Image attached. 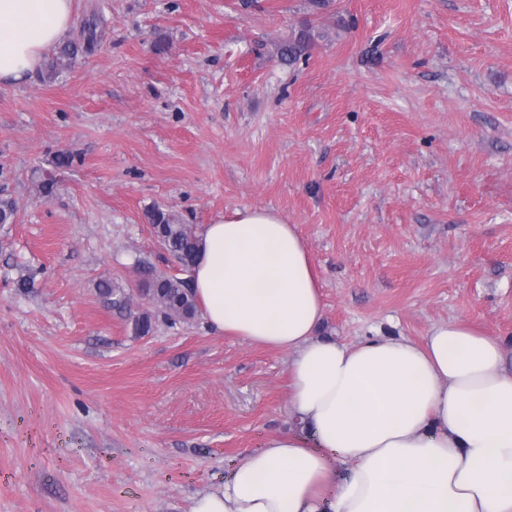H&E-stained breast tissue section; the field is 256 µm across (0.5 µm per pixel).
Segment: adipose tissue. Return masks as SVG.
<instances>
[{"mask_svg":"<svg viewBox=\"0 0 512 512\" xmlns=\"http://www.w3.org/2000/svg\"><path fill=\"white\" fill-rule=\"evenodd\" d=\"M72 2L0 0V82L37 69L67 35ZM198 238L191 278L206 323L287 352L301 428L270 437L190 512H512V372L499 337L451 321L419 342L323 338L294 225L244 206Z\"/></svg>","mask_w":512,"mask_h":512,"instance_id":"1","label":"adipose tissue"}]
</instances>
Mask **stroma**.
I'll list each match as a JSON object with an SVG mask.
<instances>
[{
    "mask_svg": "<svg viewBox=\"0 0 512 512\" xmlns=\"http://www.w3.org/2000/svg\"><path fill=\"white\" fill-rule=\"evenodd\" d=\"M95 10L94 55L0 83L17 207L0 225V512H189L294 427L287 353L99 295L176 271L155 204L197 230L243 206L296 225L320 335L419 341L455 320L512 364V0H74L73 24ZM306 25L315 42L282 61Z\"/></svg>",
    "mask_w": 512,
    "mask_h": 512,
    "instance_id": "1",
    "label": "stroma"
}]
</instances>
